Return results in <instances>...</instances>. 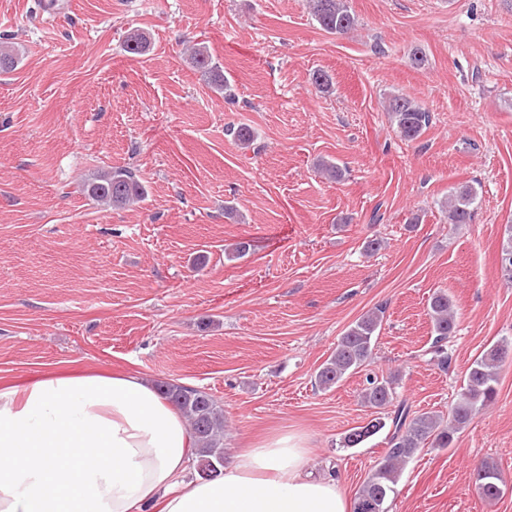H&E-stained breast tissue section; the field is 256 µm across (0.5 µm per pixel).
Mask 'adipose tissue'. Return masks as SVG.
Instances as JSON below:
<instances>
[{"mask_svg": "<svg viewBox=\"0 0 512 512\" xmlns=\"http://www.w3.org/2000/svg\"><path fill=\"white\" fill-rule=\"evenodd\" d=\"M192 430L145 375L50 372L0 388V512H348L283 432L188 478Z\"/></svg>", "mask_w": 512, "mask_h": 512, "instance_id": "obj_1", "label": "adipose tissue"}]
</instances>
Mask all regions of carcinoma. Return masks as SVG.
<instances>
[{"label":"carcinoma","instance_id":"carcinoma-1","mask_svg":"<svg viewBox=\"0 0 512 512\" xmlns=\"http://www.w3.org/2000/svg\"><path fill=\"white\" fill-rule=\"evenodd\" d=\"M308 7L320 29L329 34H345L355 28L356 20L348 0H308ZM193 68L212 78L215 88L230 98L231 87L204 46L190 54ZM387 112L400 137L418 139L432 122L431 113L415 99L393 95L388 99ZM243 149L256 140L255 131L247 125L229 129ZM86 194L106 206H123L145 199L146 186L126 168L103 171L84 185ZM477 190L469 185L455 187L448 194V223L471 222L477 202ZM507 238L502 248L501 268L504 277L512 279V225L506 226ZM385 314L379 305L361 315L339 338L331 356L321 365L315 382L323 389L341 382L345 376L368 366L378 339ZM429 315L435 337L426 350L429 361L443 372L448 371L451 356L443 341L453 332L456 316L448 293H435L429 303ZM512 353V345L503 340L488 349L471 364L464 375L458 399L448 412V418L423 412L418 415L400 404L393 414L377 417L348 432L342 441L344 448H356L383 430H388L387 448L358 490L354 512H388L387 501L395 493L404 466L424 447L449 448L455 435L468 425L480 409L491 403L497 394L500 364ZM361 392L362 402L384 410L393 405L396 392L389 378L368 374ZM161 393L175 404L191 424L198 462L203 463L224 455V409L208 392L178 383L163 382ZM502 477L492 464L485 463L477 471L476 485L483 499L498 500L502 494Z\"/></svg>","mask_w":512,"mask_h":512}]
</instances>
